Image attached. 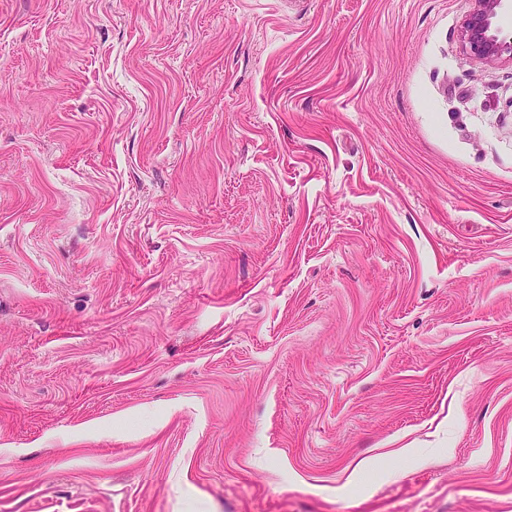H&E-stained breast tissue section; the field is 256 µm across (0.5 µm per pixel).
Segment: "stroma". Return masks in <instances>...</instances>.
Instances as JSON below:
<instances>
[{"instance_id":"obj_1","label":"stroma","mask_w":512,"mask_h":512,"mask_svg":"<svg viewBox=\"0 0 512 512\" xmlns=\"http://www.w3.org/2000/svg\"><path fill=\"white\" fill-rule=\"evenodd\" d=\"M474 7L0 0V512H512Z\"/></svg>"}]
</instances>
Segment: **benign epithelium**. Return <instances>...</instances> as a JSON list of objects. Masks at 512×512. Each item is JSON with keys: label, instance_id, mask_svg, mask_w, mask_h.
Masks as SVG:
<instances>
[{"label": "benign epithelium", "instance_id": "7a95c632", "mask_svg": "<svg viewBox=\"0 0 512 512\" xmlns=\"http://www.w3.org/2000/svg\"><path fill=\"white\" fill-rule=\"evenodd\" d=\"M512 12V0H475L460 29L464 50L483 62L512 61V36H501L500 19Z\"/></svg>", "mask_w": 512, "mask_h": 512}]
</instances>
